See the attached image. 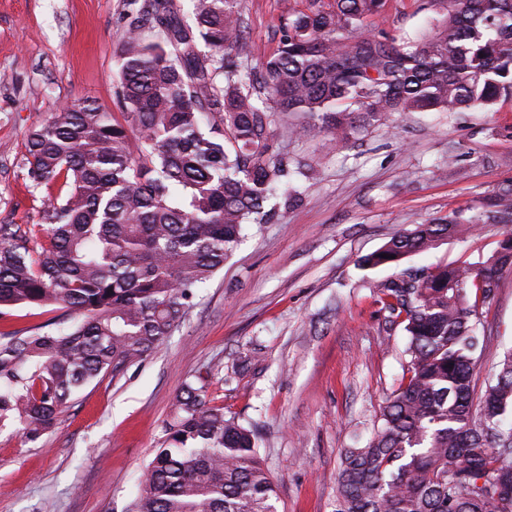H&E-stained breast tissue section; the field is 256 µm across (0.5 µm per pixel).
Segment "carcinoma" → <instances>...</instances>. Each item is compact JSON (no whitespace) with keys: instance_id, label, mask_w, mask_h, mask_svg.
<instances>
[{"instance_id":"cac0c4a2","label":"carcinoma","mask_w":512,"mask_h":512,"mask_svg":"<svg viewBox=\"0 0 512 512\" xmlns=\"http://www.w3.org/2000/svg\"><path fill=\"white\" fill-rule=\"evenodd\" d=\"M193 2L188 21L176 0H130L125 112L67 106L27 136L31 186L56 194L39 247L29 228L0 225V320L19 307L70 315L57 330L0 332V425L30 441L163 344L245 226L273 218L266 202L290 175L275 118L331 146L399 112L512 101V0H440L445 18L413 39L366 32L382 0H308L258 71L239 0ZM475 224H512V183L488 209L419 224L362 262L398 266ZM511 266L503 239L478 264L406 268L376 286L406 333L405 364L367 444L340 454L334 512H512V352L473 410L479 307ZM208 386L185 380L128 512H279L255 428Z\"/></svg>"}]
</instances>
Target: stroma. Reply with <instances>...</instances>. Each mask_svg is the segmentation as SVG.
<instances>
[{
  "label": "stroma",
  "mask_w": 512,
  "mask_h": 512,
  "mask_svg": "<svg viewBox=\"0 0 512 512\" xmlns=\"http://www.w3.org/2000/svg\"><path fill=\"white\" fill-rule=\"evenodd\" d=\"M306 7L241 0L252 64L276 51L283 16ZM127 11V0H0V224L30 225L34 243L48 194L29 186L27 135L69 105L121 112ZM443 14L430 0H383L371 30L412 38ZM275 133L301 201L250 225L181 328L123 378L87 387L50 433L30 442L0 426V512H127L183 382L198 373L225 412L258 426L280 512H332L340 451L370 437L405 344L376 301L396 267L359 259L416 225L481 210L512 181V102L396 113L331 150ZM506 230L479 225L408 263L478 262ZM479 319L489 337L480 393L512 351V268Z\"/></svg>",
  "instance_id": "35a3bbf8"
}]
</instances>
